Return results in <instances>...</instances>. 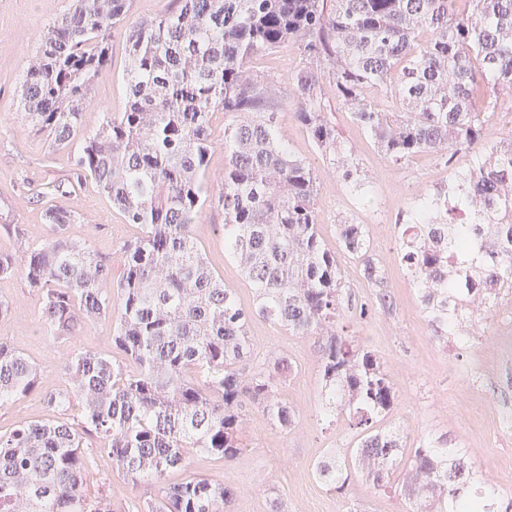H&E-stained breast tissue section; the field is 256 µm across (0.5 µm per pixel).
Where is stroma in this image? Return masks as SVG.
Returning <instances> with one entry per match:
<instances>
[{
	"label": "stroma",
	"instance_id": "1",
	"mask_svg": "<svg viewBox=\"0 0 512 512\" xmlns=\"http://www.w3.org/2000/svg\"><path fill=\"white\" fill-rule=\"evenodd\" d=\"M68 5L69 0H0V251L8 254L43 244L49 236L43 205L31 199L30 188L66 180L73 173L70 153L50 151L44 136L19 115L20 81L28 58L44 28ZM111 44V64L100 74L92 103L82 117L88 134L100 126L104 111L120 112L126 105L123 28L113 30ZM304 64L297 47L287 42L255 59L252 69L277 80L286 92L289 77ZM321 92L341 142L359 157L369 188L368 207L358 208L350 183L334 161L315 151L291 107H281L278 124L294 153L307 158L315 170L318 228L325 248L337 254L349 299L346 325L360 344L375 350L393 383L397 403L391 420L401 426L408 446L417 445L427 432L446 434L471 449V462L488 482L512 498V327L506 326L497 312L490 319L467 324L462 335L436 336L398 262L396 227L405 222L412 202L421 195L446 190L455 172L469 166L471 154L464 149L445 162L423 153L403 165H393L353 123L347 106L336 95L331 75H323ZM57 203L79 216L70 227L71 236L88 241L98 256L110 260L112 278L120 280L124 266L118 250L140 236V227L126 223L90 179ZM346 218L369 224L372 256L383 272L382 285L367 282L360 263L339 252L337 223ZM223 224V210L208 204L191 232L213 271L225 285L236 289L240 302L247 305L254 290L224 251ZM383 290L390 292L392 305L378 303ZM0 298L10 303L8 314L0 316V338L11 340L36 365L41 381L40 390L0 409V432L10 431L21 421L52 418L44 394L65 387L64 366L73 351L90 349L119 362L126 359L112 342L108 321L89 323L82 332L64 340L53 338L42 317L40 297L22 274L0 279ZM249 339L252 363L273 353L288 359L291 370L280 392L296 411L295 424L279 430L261 410L249 407L240 433L244 450L232 464L194 454L185 470L170 474V481L190 474L232 486L236 495L230 512H345L350 501L359 503L364 512H408L399 490L374 492L362 472H352L341 493L315 478L314 464L349 448L354 437L346 422L331 424L318 415L321 341L292 335L259 317L250 323ZM105 481L110 484L113 512H134L138 501L158 494L157 486L133 482L107 455L99 454L85 474L86 493L97 495Z\"/></svg>",
	"mask_w": 512,
	"mask_h": 512
}]
</instances>
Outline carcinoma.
<instances>
[{"instance_id": "cac0c4a2", "label": "carcinoma", "mask_w": 512, "mask_h": 512, "mask_svg": "<svg viewBox=\"0 0 512 512\" xmlns=\"http://www.w3.org/2000/svg\"><path fill=\"white\" fill-rule=\"evenodd\" d=\"M455 2L177 0L168 13L129 23L130 0H70L40 35L22 76L21 107L49 149L73 154L76 178L32 197L70 195L88 174L142 234L120 247L125 276L114 286L112 265L68 234L77 212L48 207L50 239L17 256L0 252V278L21 272L60 338L111 322L136 370L93 350L68 360V385L45 393L64 418L0 433V512H112L106 491L90 497L83 489L95 441L127 476L162 485L161 498L144 500L137 512H224L233 487L191 476L171 484L166 476L194 452L235 460L250 406L278 429L293 425L295 412L280 396L288 360L271 356L245 375L256 316L325 339L321 416H344L358 434L351 455L314 464L321 483L342 491L360 467L384 490L402 464L401 494L412 512H512L511 498L476 491L482 473L447 435L429 433L408 449L382 426L396 392L377 355L337 330L347 305L336 253L318 230L314 170L279 134L278 82L250 67L286 40L297 44L307 65L291 77L289 104L356 189L365 186L359 162L343 152L318 94L322 62L353 122L390 162L474 152L471 168L448 186L445 209L423 195L398 225L404 277L432 329L452 336L489 311L498 290L512 288V134L484 141L493 101L481 112L472 106L480 83L491 94L512 88V0H469L464 15ZM117 26L127 41V105L105 112L86 134L82 115ZM216 110L227 118L224 176L208 186V118ZM207 202L224 210V252L253 285L247 307L191 235ZM337 230L364 279L381 283L368 225L345 220ZM39 384L37 367L0 338V407Z\"/></svg>"}]
</instances>
